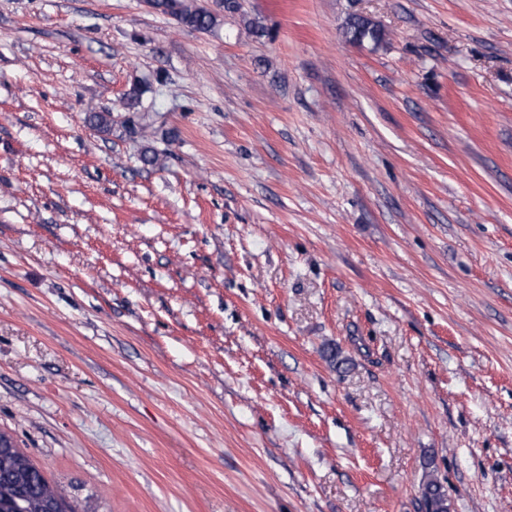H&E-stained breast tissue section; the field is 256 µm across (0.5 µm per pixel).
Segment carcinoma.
Instances as JSON below:
<instances>
[{"label":"carcinoma","instance_id":"obj_1","mask_svg":"<svg viewBox=\"0 0 512 512\" xmlns=\"http://www.w3.org/2000/svg\"><path fill=\"white\" fill-rule=\"evenodd\" d=\"M149 4L195 30L210 31L219 23L218 13L195 5L192 0H149ZM348 33L356 42L382 40L381 29L360 15L350 20ZM420 493L424 512H449L447 490L435 471L428 473ZM54 499L67 504V500L25 453L16 448L11 453L0 455V512H48L47 506Z\"/></svg>","mask_w":512,"mask_h":512}]
</instances>
